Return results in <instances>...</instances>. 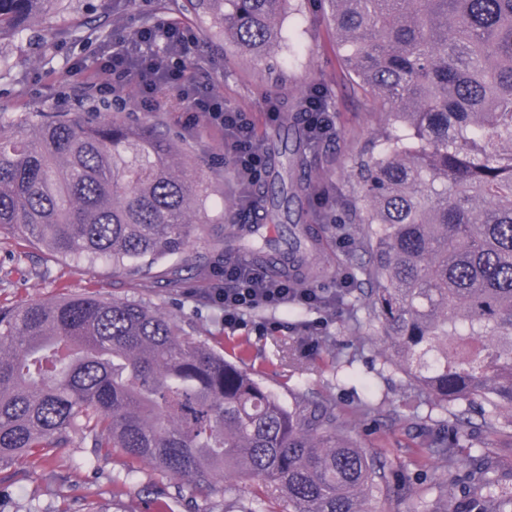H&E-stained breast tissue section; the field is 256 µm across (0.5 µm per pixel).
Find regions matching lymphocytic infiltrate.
<instances>
[{
	"label": "lymphocytic infiltrate",
	"mask_w": 512,
	"mask_h": 512,
	"mask_svg": "<svg viewBox=\"0 0 512 512\" xmlns=\"http://www.w3.org/2000/svg\"><path fill=\"white\" fill-rule=\"evenodd\" d=\"M195 42L190 30L168 23L137 32L130 40H118L108 59L98 64L104 79L96 90L116 97L129 77H138L141 105L147 110L159 107V87L174 91L186 103L190 121L202 119L223 132L225 155L231 157L244 187H252L267 166L255 123L246 113L228 107L209 85L186 78L185 57ZM213 300L223 305L225 322L233 324L242 310L307 303L311 297L287 282L268 280L248 266L235 264L225 267L224 285L217 288Z\"/></svg>",
	"instance_id": "lymphocytic-infiltrate-1"
}]
</instances>
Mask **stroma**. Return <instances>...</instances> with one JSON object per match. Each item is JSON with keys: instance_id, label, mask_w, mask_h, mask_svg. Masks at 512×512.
Returning a JSON list of instances; mask_svg holds the SVG:
<instances>
[{"instance_id": "35a3bbf8", "label": "stroma", "mask_w": 512, "mask_h": 512, "mask_svg": "<svg viewBox=\"0 0 512 512\" xmlns=\"http://www.w3.org/2000/svg\"><path fill=\"white\" fill-rule=\"evenodd\" d=\"M167 20L190 28L197 43L186 61L189 76L210 81L225 103L247 113L259 138L283 135L288 124L300 120L298 102L313 84L329 86V108L335 122L331 140L309 144L307 162L326 175L331 186L323 197L304 198V209L324 263L313 288L331 295L337 283L349 281L346 261L349 242L337 236L330 216L339 214L349 190V171L342 163L359 153L380 130V116L368 111L360 90L346 76V54L336 37L325 0H287L280 18L285 45L254 56L242 54L224 40L220 28L191 11H167L161 0H54L46 15L26 23L0 40V56L8 73L0 75V112L6 118H24L32 112H96L102 120L113 115L135 121H156L178 138L186 156L185 171L202 177L208 187L205 215L208 224L186 253L174 256L182 285L146 284L112 269L109 261L77 265L59 259L9 227L0 228V306L19 307L32 300L46 303L93 291L108 299L143 301L179 321L194 337L209 345L247 341L246 363L261 374L264 384L283 401L294 394L309 399L333 397L336 411L350 415L363 394L361 380L373 382L383 403L374 431L351 430L352 440L366 453L386 464L392 498L382 512H412L416 496L407 492L422 460L419 442L423 429L439 419V410L402 403L406 377L395 369L381 370L375 348H367L354 363L360 382L337 380L334 350L321 337L340 343L354 340V323L347 308L291 305L245 310L239 326L226 327L224 310L210 295L219 281L216 272L227 264L255 265L254 257L238 248L239 229L265 224L261 209L249 210L240 202L235 168L224 156L221 135L206 126H188L187 114L174 105L155 112L139 106L138 84L124 87L120 105L97 95L95 68L75 74L74 56H93L110 50L113 41L134 36L146 21ZM278 118H268L269 106ZM298 342L308 365L306 374L284 380L268 374L279 359L280 342ZM252 487H229L217 478L207 489L177 486L175 480L153 469L134 467L122 452L90 448L80 436L68 447L46 456L24 457L0 469V512H146L153 504L167 503L172 512H224L238 497H250Z\"/></svg>"}]
</instances>
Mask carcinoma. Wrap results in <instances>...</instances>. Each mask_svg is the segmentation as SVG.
<instances>
[{"instance_id": "1", "label": "carcinoma", "mask_w": 512, "mask_h": 512, "mask_svg": "<svg viewBox=\"0 0 512 512\" xmlns=\"http://www.w3.org/2000/svg\"><path fill=\"white\" fill-rule=\"evenodd\" d=\"M219 19L237 48L282 41L286 0H171ZM50 0H0V38ZM352 82L381 113L377 151L351 161L353 199L336 216L355 249L356 288L336 302L378 329L382 366L409 379L406 402L441 410L420 443L435 466L425 512H512V480L459 452L471 423L512 435V0H328ZM32 138L0 115V226L64 259L112 262L147 278L184 252L205 191L156 126L92 112H37ZM311 189L275 172L267 213ZM313 240L283 225L251 246L287 271ZM380 404L358 400L353 421ZM80 434L196 489L234 473L278 508L368 512L384 467L348 436L336 404L289 406L243 366L139 301L72 294L0 307V468Z\"/></svg>"}]
</instances>
